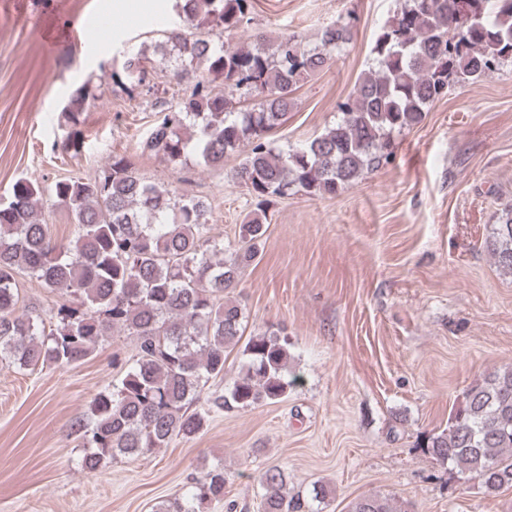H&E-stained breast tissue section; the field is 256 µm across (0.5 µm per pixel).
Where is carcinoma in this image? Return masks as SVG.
Listing matches in <instances>:
<instances>
[{"label": "carcinoma", "instance_id": "obj_1", "mask_svg": "<svg viewBox=\"0 0 512 512\" xmlns=\"http://www.w3.org/2000/svg\"><path fill=\"white\" fill-rule=\"evenodd\" d=\"M181 24L164 31L168 65L156 70L147 49L128 54L118 70L100 68L76 87L62 108L61 148H83L81 115L102 98L105 85L158 94L154 74L189 92L161 100L158 120L141 142L144 153L171 165L194 156L203 168L244 157L232 177L255 209L239 225L241 247L224 257L210 237V209L141 177L124 155H113L94 175L66 177L51 192L77 236L52 239L39 206L45 189L18 179L0 201V356L25 370L77 365L113 333L137 339V354L123 375L91 401L77 423L82 469L135 458L189 438L204 416L190 408L204 387L224 375L229 352L245 332V313L228 297L257 256L267 231L263 219L274 198L302 192L333 196L392 156L394 137L423 121L428 107L454 83L481 79L512 65V0H401L372 48L371 66L338 103V120L324 133L286 151L268 135L283 125L294 93L330 68L353 37L357 18L340 15L305 47L282 35L269 47L249 42L218 45L211 33H232L247 21L250 0H174ZM500 268L512 273V209L503 211L486 240ZM69 298L51 325L16 313L17 276ZM239 375L210 399L221 411L272 403L288 392L284 331L255 334L244 345ZM427 453L479 481L487 494L512 487V366L475 381L448 419L427 439ZM224 467L192 479L180 496L153 512H199L224 499ZM260 512H299L288 497L285 472L267 469ZM350 512H416L378 494L357 498Z\"/></svg>", "mask_w": 512, "mask_h": 512}]
</instances>
